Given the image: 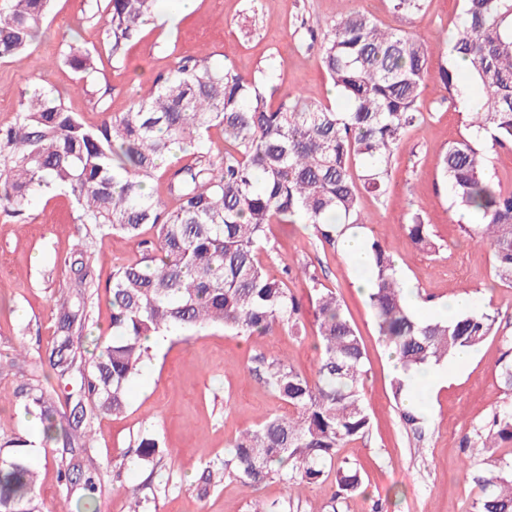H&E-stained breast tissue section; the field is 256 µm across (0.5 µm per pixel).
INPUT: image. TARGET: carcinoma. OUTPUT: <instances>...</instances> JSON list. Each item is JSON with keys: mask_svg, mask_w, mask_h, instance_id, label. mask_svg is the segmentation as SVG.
<instances>
[{"mask_svg": "<svg viewBox=\"0 0 512 512\" xmlns=\"http://www.w3.org/2000/svg\"><path fill=\"white\" fill-rule=\"evenodd\" d=\"M157 0H107L105 34L112 59L150 21ZM51 0H0V60L29 52ZM426 0H392L403 19L422 11ZM454 58L468 62L439 73L454 98L471 83L480 88V109L469 113L471 135L448 146L441 172L454 202L480 218L479 242L489 246L495 277L512 287V190L487 176L484 142L512 146V0H463ZM64 59L85 78L96 71L93 52L72 42ZM425 45L400 26L383 30L370 15L341 12L323 36L320 62L348 111L324 103L303 104L285 92L268 102L261 84L232 66L215 69L209 57H183L158 75L147 92L123 112H107L86 125L65 109L60 93L33 83L12 125L0 128V208L20 215L35 197L66 190L81 226L78 248L63 264L74 270L54 300L57 315L49 365L62 377L76 372L80 398L65 433L70 457L61 458L68 479L85 475L96 490L85 438L88 420L119 415L127 387L149 359L144 340L176 329L221 324L230 336L264 335L276 328L306 335L305 309L287 284L271 277L259 259L267 226L299 222L312 240L339 245L337 222L353 228L370 223L360 190L384 193L394 152L403 135L419 125V100L429 77ZM224 134V150L211 153L210 131ZM195 148L190 163L175 167L168 197L147 191L176 150ZM151 226L154 235L142 237ZM414 247L440 245L420 214L404 225ZM103 233L138 240L141 258L120 264L108 288L112 337H99L86 363L73 333L89 320L85 291ZM372 286L368 306L382 342L404 373L437 366L464 349L476 350L496 333L497 316L468 309L446 321L425 320L408 307L394 255L367 238ZM308 306L319 341V361L310 379L279 356L263 361L259 379L291 409L272 414L229 444L222 474L254 491L275 475L290 484L335 486L331 500L362 492L360 470L340 449L369 434L365 406L366 351L336 289L307 268ZM393 399L404 426L422 434L421 413L407 404L409 382L393 375ZM20 394L27 413L38 416L43 439L58 428L51 395L27 383ZM486 448L512 443V404L496 411L485 434ZM0 448V512H39L37 469L16 438ZM137 458L153 460L158 441L138 438ZM481 495L473 512H512V462L490 459L475 476Z\"/></svg>", "mask_w": 512, "mask_h": 512, "instance_id": "carcinoma-1", "label": "carcinoma"}]
</instances>
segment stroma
Segmentation results:
<instances>
[{
  "label": "stroma",
  "mask_w": 512,
  "mask_h": 512,
  "mask_svg": "<svg viewBox=\"0 0 512 512\" xmlns=\"http://www.w3.org/2000/svg\"><path fill=\"white\" fill-rule=\"evenodd\" d=\"M461 6V0H427L421 12L400 22L390 0H200L188 14L180 13L177 0H166L117 64L104 44L105 13L95 0H53L30 57L0 60V126L14 122L36 70L60 92L68 110L95 125L104 113L124 111L157 75L172 69L176 58L198 55L306 102L331 100L337 111H346L345 99L329 97L331 84L312 39L344 10L403 26L425 42L431 77L420 99L424 119L401 141L384 196L362 194L361 209L372 219L364 233L395 255L404 283L424 302L467 295L476 308L496 312L498 320L495 335L473 353L470 364L449 369L447 387L425 416L423 438L407 433L401 423L389 386V354L342 252L311 243L303 225L274 224L260 254L272 277H282L285 267L304 265L335 288L363 339L371 429L366 438L343 447L341 456L361 468L366 490L339 504L338 512H472L480 490L471 469L490 455L512 460V445L489 450L479 439L492 413L512 403V391L500 378L501 368L512 363V288L495 283L491 252L477 243L474 219L454 204L439 170L448 144L466 133V98L449 97L438 78L451 63L447 38L460 22ZM73 36L97 57L87 94L76 91L77 75L62 60ZM74 210L65 193L35 198L20 217L0 210V442L30 436L37 422L17 395L28 375L54 391L59 415L72 411L66 397L74 386L57 378L47 358L56 335L54 297L72 276L61 260L79 238ZM415 212L430 225L439 252L419 251L407 239L403 226ZM139 256L136 241L100 236V291L85 336L108 333L106 289L112 271ZM315 336L312 325L302 339L280 330L236 337L215 325L167 336L132 380L126 410L93 423L91 454L100 464L94 512H127L132 490L143 499L144 512H255L274 504L285 512H327L333 491L327 482L291 485L273 476L248 495L232 478L210 485L202 480L208 467L223 461L231 440L266 415L286 410L250 373L253 359L283 354L295 370L313 376L319 358ZM145 434L159 442L149 463L136 461L132 449ZM61 450L58 441L42 446L36 486L41 510L85 512L82 490L68 491L59 478Z\"/></svg>",
  "instance_id": "stroma-1"
}]
</instances>
